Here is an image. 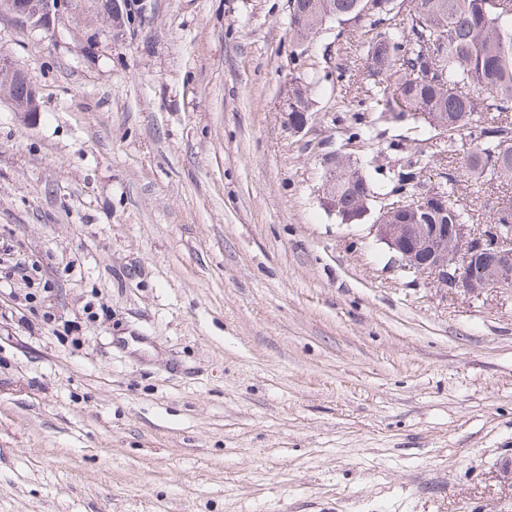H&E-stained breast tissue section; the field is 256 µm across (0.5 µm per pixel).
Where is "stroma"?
<instances>
[{
    "instance_id": "35a3bbf8",
    "label": "stroma",
    "mask_w": 512,
    "mask_h": 512,
    "mask_svg": "<svg viewBox=\"0 0 512 512\" xmlns=\"http://www.w3.org/2000/svg\"><path fill=\"white\" fill-rule=\"evenodd\" d=\"M367 22L157 0L136 40L0 21V512H512V288L397 270L321 204V152L389 193ZM310 79L312 120L284 107ZM375 138L350 139L355 115ZM512 184L460 178L485 224ZM0 97L7 98L14 105V111L24 117L35 118L38 115L37 90L25 73L13 66L5 57L0 58ZM21 85L26 96L17 97L15 87Z\"/></svg>"
}]
</instances>
